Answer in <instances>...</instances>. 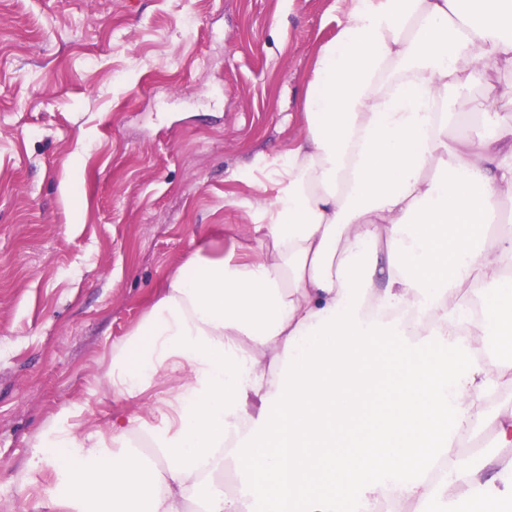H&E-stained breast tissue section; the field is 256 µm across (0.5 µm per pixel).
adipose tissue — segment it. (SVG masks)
Wrapping results in <instances>:
<instances>
[{
  "instance_id": "1",
  "label": "adipose tissue",
  "mask_w": 512,
  "mask_h": 512,
  "mask_svg": "<svg viewBox=\"0 0 512 512\" xmlns=\"http://www.w3.org/2000/svg\"><path fill=\"white\" fill-rule=\"evenodd\" d=\"M336 8L252 244L188 254L112 344L113 395L177 381L151 454L138 416L78 439L62 512H431L452 483L454 512H512V458L453 459L482 427L512 447V404L481 405L512 374V0Z\"/></svg>"
}]
</instances>
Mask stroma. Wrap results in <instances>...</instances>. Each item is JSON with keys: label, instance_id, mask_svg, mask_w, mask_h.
<instances>
[{"label": "stroma", "instance_id": "stroma-1", "mask_svg": "<svg viewBox=\"0 0 512 512\" xmlns=\"http://www.w3.org/2000/svg\"><path fill=\"white\" fill-rule=\"evenodd\" d=\"M333 5L0 0V512H58L79 451L46 440L156 427L169 383L115 398L112 344L189 252L249 243Z\"/></svg>", "mask_w": 512, "mask_h": 512}]
</instances>
